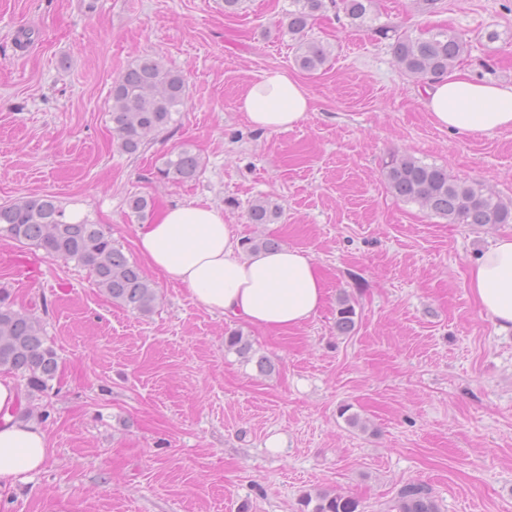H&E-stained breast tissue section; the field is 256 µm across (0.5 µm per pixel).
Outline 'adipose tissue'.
Returning a JSON list of instances; mask_svg holds the SVG:
<instances>
[{
  "label": "adipose tissue",
  "instance_id": "obj_1",
  "mask_svg": "<svg viewBox=\"0 0 512 512\" xmlns=\"http://www.w3.org/2000/svg\"><path fill=\"white\" fill-rule=\"evenodd\" d=\"M423 102L433 123L453 133L512 128V84L480 81L463 69L431 77ZM239 109L255 130L279 132L306 117L311 97L298 80L274 72L249 85ZM137 246L150 267L185 287L199 306L259 329L302 326L324 304V283L310 256L290 247L251 250L223 211L210 206L167 207L139 230ZM468 287L498 331L512 334V232L490 239L477 254ZM18 398L15 382L0 377V488L39 470L49 454L43 428L13 417Z\"/></svg>",
  "mask_w": 512,
  "mask_h": 512
}]
</instances>
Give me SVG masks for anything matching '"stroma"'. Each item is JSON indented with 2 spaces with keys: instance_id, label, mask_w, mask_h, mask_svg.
I'll return each mask as SVG.
<instances>
[{
  "instance_id": "1",
  "label": "stroma",
  "mask_w": 512,
  "mask_h": 512,
  "mask_svg": "<svg viewBox=\"0 0 512 512\" xmlns=\"http://www.w3.org/2000/svg\"><path fill=\"white\" fill-rule=\"evenodd\" d=\"M379 20L414 37L440 28L468 44L460 67L512 84V0H378ZM288 0H0V205L54 196L101 224L140 261L142 223L127 201L215 206L244 239L311 255L325 304L304 325L259 330L198 306L150 272L159 299L141 316L113 304L88 269L0 238V287L42 313L60 385L31 407L49 440L42 468L0 489V512H303L306 492L337 490L391 512L400 489L428 485L440 512H512V334L497 332L467 287L477 251L501 224H451L397 199L390 154L447 167L512 202V129L449 133L422 102L387 39L328 9L309 38L332 55L309 74L281 28ZM180 71V124L136 155L113 139L109 93L138 57ZM312 98L294 128L262 133L239 110L269 72ZM198 154L173 184L157 159ZM271 197L284 215L252 224ZM348 295L358 327H334ZM241 331L250 357L227 350ZM266 358L271 372L258 369ZM357 414L362 427L342 416ZM279 436L282 446L267 442ZM162 162L156 166L161 179L172 183H185L195 180L201 169L200 158L183 146L177 152L164 154Z\"/></svg>"
}]
</instances>
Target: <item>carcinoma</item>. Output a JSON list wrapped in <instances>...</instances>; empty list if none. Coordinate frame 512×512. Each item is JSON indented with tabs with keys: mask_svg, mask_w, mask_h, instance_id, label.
<instances>
[{
	"mask_svg": "<svg viewBox=\"0 0 512 512\" xmlns=\"http://www.w3.org/2000/svg\"><path fill=\"white\" fill-rule=\"evenodd\" d=\"M328 2L333 4L335 0H289L286 18L288 34L295 40L293 60L304 72L319 71L330 58L324 45L307 39L311 21ZM338 9L358 30L372 28L378 19L376 0H340ZM390 48L404 72L428 78L452 69L466 44L453 31L440 29L426 37L397 34ZM186 99L187 87L179 71L159 57L137 59L112 83L109 112L119 149L133 155L157 136L171 132ZM200 169L199 156L183 146L161 157L157 173L169 182L185 183L196 179ZM382 174L396 198L418 202L450 224L512 223V204L478 184L451 178L444 167L425 164L409 155H392L384 162ZM128 208L143 221L153 212L154 201L145 195H133ZM282 215L281 206L268 197L256 200L248 210L252 224H272ZM0 235L88 268L97 288L133 313L146 316L155 308L158 291L154 282L125 256L110 232L85 218L72 221L51 196L21 198L1 205ZM356 318L351 300L339 298L336 331L351 334L356 329ZM224 345L241 355L251 351L250 342L239 331L226 336ZM58 370V358L45 343L41 319L30 310L14 308L7 294L0 291V372L19 376L25 382L27 396L33 397L52 389ZM303 503L306 508L312 507L311 512H363L359 499L338 491L308 493ZM394 509L438 512L432 491L424 484L404 486Z\"/></svg>",
	"mask_w": 512,
	"mask_h": 512,
	"instance_id": "1",
	"label": "carcinoma"
}]
</instances>
